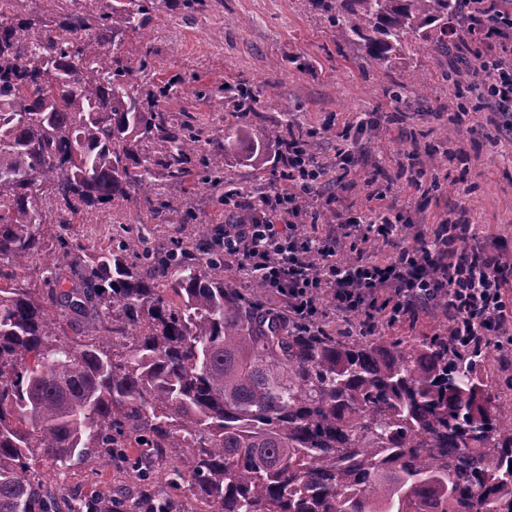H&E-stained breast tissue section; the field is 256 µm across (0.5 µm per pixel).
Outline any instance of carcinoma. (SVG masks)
<instances>
[{
  "instance_id": "1",
  "label": "carcinoma",
  "mask_w": 512,
  "mask_h": 512,
  "mask_svg": "<svg viewBox=\"0 0 512 512\" xmlns=\"http://www.w3.org/2000/svg\"><path fill=\"white\" fill-rule=\"evenodd\" d=\"M55 29L0 15V512H51L32 462L93 457L142 477L125 512H152L154 470L211 512H512V407L481 369L499 353L457 337L341 336L275 308L256 280L224 277V245L199 230L155 247L95 251L70 224L139 195L153 224H192L198 132L169 118L183 76L154 80L115 55L166 0H38ZM482 0H317L336 40L389 66L414 44L479 74ZM224 147L248 141L242 87ZM482 104L469 82L448 111ZM160 170L183 190L158 197ZM50 258H45V255ZM70 286L63 287L64 281ZM85 320L72 338L63 318ZM112 496L70 512H118Z\"/></svg>"
}]
</instances>
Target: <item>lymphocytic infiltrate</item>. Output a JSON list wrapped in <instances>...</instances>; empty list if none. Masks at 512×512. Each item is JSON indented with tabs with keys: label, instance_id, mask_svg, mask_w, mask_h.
Returning <instances> with one entry per match:
<instances>
[{
	"label": "lymphocytic infiltrate",
	"instance_id": "obj_1",
	"mask_svg": "<svg viewBox=\"0 0 512 512\" xmlns=\"http://www.w3.org/2000/svg\"><path fill=\"white\" fill-rule=\"evenodd\" d=\"M483 36L485 61L499 67L482 95L492 111L507 114L512 112V24L484 27ZM279 160L282 188L255 197L249 223L225 225V261L265 282L296 315L317 312L328 297L346 317L359 312L370 318L382 308L395 320L412 322L429 308L434 289L445 288L458 310L451 335L480 342L482 331L469 320L478 312L512 347V260L470 246V225L440 224L421 248L407 246L382 188L374 192L368 212L340 206L334 223H319L318 187L327 169L297 139L281 144ZM375 240L382 249L368 254Z\"/></svg>",
	"mask_w": 512,
	"mask_h": 512
}]
</instances>
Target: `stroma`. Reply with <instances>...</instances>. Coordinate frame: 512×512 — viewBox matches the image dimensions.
Segmentation results:
<instances>
[{"label":"stroma","instance_id":"35a3bbf8","mask_svg":"<svg viewBox=\"0 0 512 512\" xmlns=\"http://www.w3.org/2000/svg\"><path fill=\"white\" fill-rule=\"evenodd\" d=\"M152 49L154 75L188 76V99L180 120L201 132L202 158L224 168V182L201 190L196 209L209 235L235 222L224 208V192L237 190L250 200L279 188L273 162L278 143L273 132L284 124L319 130L311 150L328 171H335L337 153L348 148L341 138L345 125L358 129L356 159L342 188L323 187V196L367 210L372 193L388 188L403 223L412 227L406 245L427 225L466 215L474 224V245L494 248L512 257V132L490 109L470 113L462 128L449 130L442 104L452 88L442 68L426 50H408L390 67L368 60L359 43L337 42L334 29L314 0H203L201 10H183L181 0H168L144 35L125 39L121 55L137 63L144 47ZM246 84L255 93L245 122L264 154L255 166L240 151L213 143L227 110L200 99L199 90ZM399 87L400 98L389 90ZM437 154L442 165L415 176L413 166ZM443 184L441 193L426 195L430 177ZM176 224H153L138 199L93 214L70 227L89 249L107 245L112 236L129 240L177 235ZM46 484L62 493L92 497L99 491L134 497L137 480L117 465L97 460L55 469L37 461Z\"/></svg>","mask_w":512,"mask_h":512}]
</instances>
